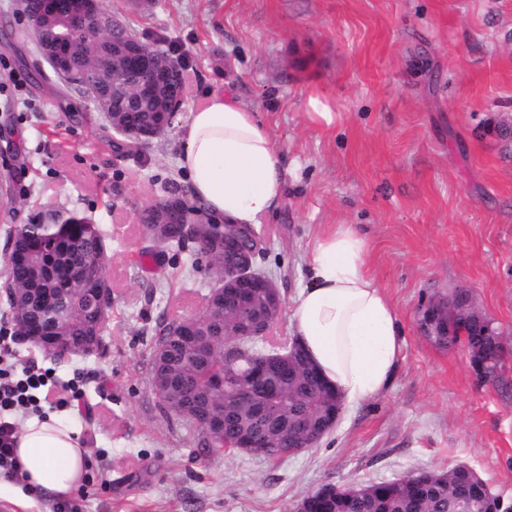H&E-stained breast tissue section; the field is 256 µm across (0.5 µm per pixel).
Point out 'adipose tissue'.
Masks as SVG:
<instances>
[{
    "mask_svg": "<svg viewBox=\"0 0 512 512\" xmlns=\"http://www.w3.org/2000/svg\"><path fill=\"white\" fill-rule=\"evenodd\" d=\"M179 166L192 195L215 216L254 224L275 209L279 151L256 112L233 93L190 112ZM369 240L356 225L319 231L307 255L308 284L291 299L290 330L322 378L350 405L379 396L402 361L397 312L368 269ZM19 474L34 493L67 499L81 486L90 451L54 413L27 418L15 434Z\"/></svg>",
    "mask_w": 512,
    "mask_h": 512,
    "instance_id": "obj_1",
    "label": "adipose tissue"
}]
</instances>
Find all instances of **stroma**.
Segmentation results:
<instances>
[{
	"label": "stroma",
	"instance_id": "1",
	"mask_svg": "<svg viewBox=\"0 0 512 512\" xmlns=\"http://www.w3.org/2000/svg\"><path fill=\"white\" fill-rule=\"evenodd\" d=\"M145 41L186 62L171 128L123 158L94 103L65 88L25 37L21 0H0V272L9 233L36 216L80 213L107 244L114 293L105 348L56 363L17 342L15 370L36 363L57 389L42 409L91 451L71 512H295L328 485H367L473 468L512 507V151L493 135L512 119V0H103ZM233 89L282 156L283 194L254 227L257 269L291 300L308 282L318 230L356 224L369 265L403 327L401 368L382 395L343 407L313 448L282 462L201 456L151 387L157 322L189 316L213 284L194 249L159 263L140 210L178 164L189 112ZM336 114L311 122L310 98ZM87 113L75 123L71 110ZM469 290L497 329L503 365L479 380L463 347L440 348L422 311ZM0 479V512H57Z\"/></svg>",
	"mask_w": 512,
	"mask_h": 512
}]
</instances>
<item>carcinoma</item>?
<instances>
[{
    "mask_svg": "<svg viewBox=\"0 0 512 512\" xmlns=\"http://www.w3.org/2000/svg\"><path fill=\"white\" fill-rule=\"evenodd\" d=\"M105 61L111 64L126 62L121 37L105 34L94 39L81 29L69 32L68 41L62 48V63L92 77ZM157 66L165 70V84L157 98L140 111L127 114L125 105L112 95L110 85L100 89V98L108 106L118 109L123 118L127 116L140 125L157 123L160 101L181 93L184 87L178 69L169 68L164 61L157 62ZM33 224L35 221L30 219L14 229V247L7 259L3 288L8 295L17 293L23 297L27 313V320L19 328L23 333H31L43 323L48 292L55 288L60 290L59 303L76 312L72 320L56 327V335L69 338V343L57 350V357L61 358L75 353L85 338L102 335L105 314L94 300L102 287V276L106 275V244L97 225L87 223L77 212H69L61 220L60 228L49 233L52 249L41 261L32 263L27 259L25 246L33 232ZM76 253L101 275V278L85 283L80 297L67 291L66 283L57 276L58 272L69 269ZM450 332L448 342L452 344L460 342L474 348L483 347L489 356L498 355L500 346L468 321L451 320ZM177 333L168 320L161 321L155 333L150 374H165L170 381L169 391L158 402L162 414L167 416L169 409L181 408L189 414L199 415L200 422L193 426V431L204 446L208 444L210 434L219 446L234 443L247 431L269 436L275 434L271 426L254 415L249 404H238L230 412H224V392L209 388L210 379L224 370V359L220 356L226 340L224 319L198 320L193 341H185ZM277 383L280 392L288 396V413L312 412L336 403L332 391L321 379H310L304 360L279 369ZM445 475L442 482L426 486L406 478L374 483L358 494L339 487L331 495L311 498L307 512H452L455 499L479 498L464 472L453 467Z\"/></svg>",
    "mask_w": 512,
    "mask_h": 512,
    "instance_id": "1",
    "label": "carcinoma"
}]
</instances>
